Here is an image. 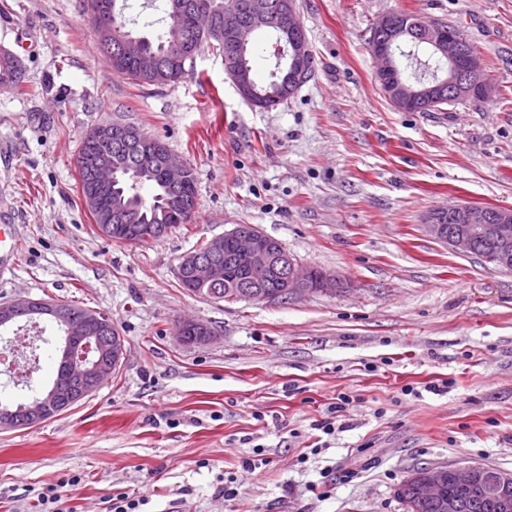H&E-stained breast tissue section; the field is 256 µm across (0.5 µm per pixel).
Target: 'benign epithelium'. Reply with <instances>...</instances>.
<instances>
[{
    "label": "benign epithelium",
    "mask_w": 512,
    "mask_h": 512,
    "mask_svg": "<svg viewBox=\"0 0 512 512\" xmlns=\"http://www.w3.org/2000/svg\"><path fill=\"white\" fill-rule=\"evenodd\" d=\"M278 22L290 32H297L299 19L293 5L279 3L257 5L252 14V25L231 29L230 37L240 49L247 48L254 27ZM382 32L373 46L372 55L377 62L376 76L384 96L398 109L415 103L417 92L408 83L395 76L396 60L394 39L401 32L412 31L423 42L432 45L440 56L448 60V79L433 86L429 92L431 101H439L449 95L455 98H490L498 93L487 65L476 51L462 53L465 36L456 29H448L440 23L422 22L413 15L389 13L376 23ZM109 40L104 50L120 60L140 55L139 40L126 34L117 41ZM125 145L146 154L159 168L172 186L181 185L188 166L179 163L169 149L156 146L148 151L135 136ZM95 181L112 187V165L102 159L95 163ZM424 231L433 239L453 250L466 253L476 251L477 241L491 238L496 246L490 258L504 271H512V208L498 207L490 210L481 205L458 203L428 212L423 218ZM232 247L235 257L250 269H271L276 273L274 289L269 291L256 284L245 283L232 291L240 300H288L315 293L333 295L346 284L338 272H323L317 276L310 267L302 266L275 238L256 224H235L224 234L208 240L207 253L191 250L184 254L177 267L178 275L188 274L201 284L219 282L224 277L221 258L227 247ZM52 315L65 326L67 343L61 349V366L52 381L48 393L18 408L0 409V429L35 426L45 419L52 408L73 403L101 388L112 377L125 358L124 338L117 333L104 340L100 333L110 323L111 317L99 310L90 309L75 320L69 311L56 304L31 298H19L0 303V326L9 328L22 320V314ZM177 334L188 345H204L215 336L211 327L199 321L182 325ZM451 475L456 487L476 490L497 500L499 512H512V473L496 472L486 476L478 465L463 467L430 466L417 477L415 500L425 503L442 497L444 479Z\"/></svg>",
    "instance_id": "7a95c632"
}]
</instances>
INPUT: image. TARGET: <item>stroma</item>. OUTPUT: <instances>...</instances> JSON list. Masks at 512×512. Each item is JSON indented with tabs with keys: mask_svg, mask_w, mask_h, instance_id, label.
Segmentation results:
<instances>
[{
	"mask_svg": "<svg viewBox=\"0 0 512 512\" xmlns=\"http://www.w3.org/2000/svg\"><path fill=\"white\" fill-rule=\"evenodd\" d=\"M314 73L287 104L252 107L201 52L196 76L136 84L106 61L87 0H0V50L24 66L0 89V220L21 227L18 297L107 311L127 355L92 397L26 429H0V512L57 486L71 512L125 492L144 512H406L420 463L512 472V274L428 236L454 203L512 207V0H296ZM403 11L459 29L500 96L405 112L368 45ZM160 0H128L137 34L165 30ZM163 141L197 178L196 216L150 247L101 234L77 158L95 125ZM256 224L301 265L343 274L333 295L207 301L180 287L198 240ZM216 333L189 346L180 321ZM38 369L0 371V402L49 384L61 335L41 323ZM352 403L318 447L315 422ZM265 464L244 472L243 459ZM235 477L236 497L216 488Z\"/></svg>",
	"mask_w": 512,
	"mask_h": 512,
	"instance_id": "obj_1",
	"label": "stroma"
}]
</instances>
